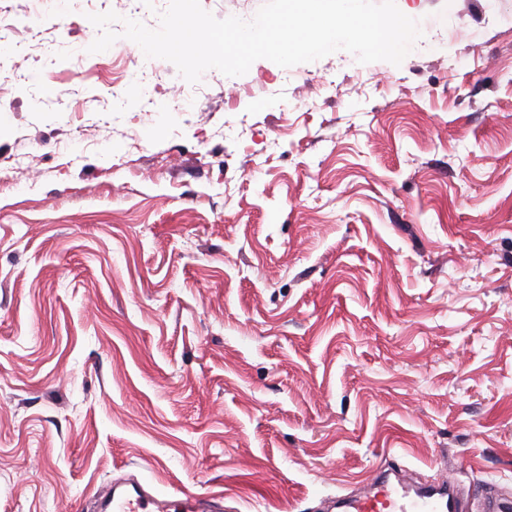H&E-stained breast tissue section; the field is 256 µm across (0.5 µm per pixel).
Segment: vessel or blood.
<instances>
[{"mask_svg": "<svg viewBox=\"0 0 512 512\" xmlns=\"http://www.w3.org/2000/svg\"><path fill=\"white\" fill-rule=\"evenodd\" d=\"M395 465L375 468L366 492L331 500L338 512H462L461 499L451 478L410 486L395 479ZM220 493L157 498L137 482L113 481L86 498L82 512H223Z\"/></svg>", "mask_w": 512, "mask_h": 512, "instance_id": "vessel-or-blood-1", "label": "vessel or blood"}]
</instances>
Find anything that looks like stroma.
Instances as JSON below:
<instances>
[{"instance_id":"1","label":"stroma","mask_w":512,"mask_h":512,"mask_svg":"<svg viewBox=\"0 0 512 512\" xmlns=\"http://www.w3.org/2000/svg\"><path fill=\"white\" fill-rule=\"evenodd\" d=\"M168 4L0 0V512L122 475L311 512L389 459L512 498V0H396L400 65L260 59L175 107L121 35Z\"/></svg>"}]
</instances>
